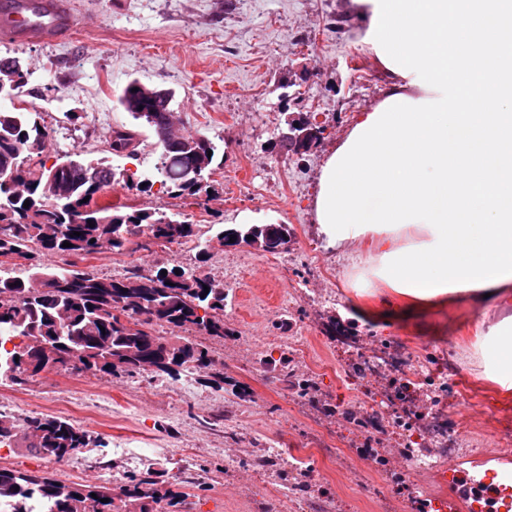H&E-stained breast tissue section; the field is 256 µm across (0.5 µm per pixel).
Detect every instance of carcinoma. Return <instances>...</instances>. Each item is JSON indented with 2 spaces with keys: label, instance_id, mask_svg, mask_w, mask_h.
<instances>
[{
  "label": "carcinoma",
  "instance_id": "1",
  "mask_svg": "<svg viewBox=\"0 0 512 512\" xmlns=\"http://www.w3.org/2000/svg\"><path fill=\"white\" fill-rule=\"evenodd\" d=\"M1 73L17 76L11 92L25 85V71L16 57H0ZM138 84H127L120 103L134 120L154 131L168 123L172 95L166 91L159 98L143 99L134 91ZM47 138V126L36 107L0 111V226L8 229L0 236V266L15 256L33 260L37 249L82 260L104 250L120 252L139 231L169 244L197 236L194 224L136 206L102 204L99 199L120 179L140 193L150 192L156 183L173 198L208 193L204 179L214 171L217 147L207 137L183 135L171 144L160 143L155 172L145 178L102 161L66 154L52 158L47 155ZM109 148L116 155L133 152V134L114 131ZM26 201L30 205L25 208ZM75 231L79 235H73ZM232 235L236 245L274 252L272 242L290 237V232L285 224L221 228L215 235L217 245L224 246ZM66 241L71 246H63ZM158 326L175 335H157ZM180 330L224 337V288L184 267L159 266L120 278L93 275L76 269L74 263L67 268L33 264L25 279L0 273V368L9 372L14 384L27 382V366L45 345L79 359L85 372L121 369L138 374L141 364L166 346L176 367L202 373L214 386L224 383L223 368L208 347L177 335ZM19 441L26 450L56 461L97 444L87 430L67 419L0 414V445ZM34 493L49 512H156L159 502L174 507L185 497L182 491H160L151 471L116 487L79 488L47 475L0 467V499L12 501L14 512H31ZM104 498L109 502H102Z\"/></svg>",
  "mask_w": 512,
  "mask_h": 512
}]
</instances>
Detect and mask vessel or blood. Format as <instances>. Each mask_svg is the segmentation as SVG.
Returning a JSON list of instances; mask_svg holds the SVG:
<instances>
[{
    "mask_svg": "<svg viewBox=\"0 0 512 512\" xmlns=\"http://www.w3.org/2000/svg\"><path fill=\"white\" fill-rule=\"evenodd\" d=\"M77 24L66 0H0V39L10 43L54 44ZM437 470L445 491L422 497L423 512H512V468H488L467 480L454 467Z\"/></svg>",
    "mask_w": 512,
    "mask_h": 512,
    "instance_id": "obj_1",
    "label": "vessel or blood"
}]
</instances>
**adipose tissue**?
<instances>
[{"mask_svg": "<svg viewBox=\"0 0 512 512\" xmlns=\"http://www.w3.org/2000/svg\"><path fill=\"white\" fill-rule=\"evenodd\" d=\"M395 83L326 157L314 201L330 246L360 245L361 281L394 305L367 321L411 320L512 292V0H349ZM473 342L490 380L512 389V318Z\"/></svg>", "mask_w": 512, "mask_h": 512, "instance_id": "1", "label": "adipose tissue"}]
</instances>
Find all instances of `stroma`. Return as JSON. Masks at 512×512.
<instances>
[{"label":"stroma","instance_id":"stroma-1","mask_svg":"<svg viewBox=\"0 0 512 512\" xmlns=\"http://www.w3.org/2000/svg\"><path fill=\"white\" fill-rule=\"evenodd\" d=\"M75 2L77 35L54 46L0 43V56L19 58L28 73L24 99L44 118L51 153L153 172L157 139L119 98L130 81L154 84L172 92L184 134L209 138L224 164L208 179L210 194L184 200L157 186L132 191L120 181L115 203L180 214L203 240L213 225L234 227L249 214L257 223L287 225L290 241L273 254L247 244L214 246L203 263L196 250L155 245L79 262V269L115 277L177 265L220 285L229 271L238 272L233 306L224 312L227 334L207 342L224 367V384L214 387L192 370L175 380L61 370L23 385L0 383V413L69 419L109 453L106 464L73 470L65 460L0 447V467L72 486H110L133 474L112 449L151 448L150 467L163 487L177 488L184 459L199 474L186 498L163 512H411L409 494L440 492L434 471L410 481V493L398 491L393 474L409 470V461L360 458L364 435L346 418L350 410L383 411L386 394L403 391L396 373L368 378L357 370L389 346L412 355L435 384L405 391L412 409L433 395L437 407L480 424L478 444L457 457L462 469L471 470L484 449L512 448V394L482 379L483 361L471 345L475 325L512 316V302L503 309L458 303L416 325L363 322L353 310V283L365 250L328 247L315 224L326 153L389 87L364 40L367 19L342 0ZM70 112L77 120H67ZM292 115L315 116L323 128L316 146L299 157L275 149ZM115 128L134 132L135 157L112 154ZM247 186L261 188L258 199L241 198ZM296 376L312 380L310 394L293 386ZM327 405L333 415L324 413ZM274 448L282 458L270 467L264 459ZM293 456L304 458V471L289 467ZM291 480L303 487L294 504L276 494Z\"/></svg>","mask_w":512,"mask_h":512}]
</instances>
